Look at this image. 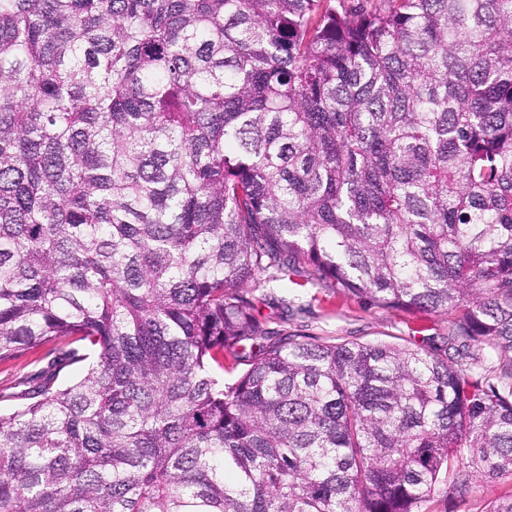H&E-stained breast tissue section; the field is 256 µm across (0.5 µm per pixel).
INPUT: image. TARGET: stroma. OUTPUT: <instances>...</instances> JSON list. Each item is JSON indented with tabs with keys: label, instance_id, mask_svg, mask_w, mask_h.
I'll return each mask as SVG.
<instances>
[{
	"label": "stroma",
	"instance_id": "35a3bbf8",
	"mask_svg": "<svg viewBox=\"0 0 512 512\" xmlns=\"http://www.w3.org/2000/svg\"><path fill=\"white\" fill-rule=\"evenodd\" d=\"M257 315L284 334L319 342H387L444 353V339L455 316L431 310L404 311L381 307L320 284L270 282L255 293ZM45 348H35L0 362V411L15 408L8 395L26 378L46 368ZM512 496V474L493 479L470 477L465 486L441 479L423 512H487L491 503Z\"/></svg>",
	"mask_w": 512,
	"mask_h": 512
}]
</instances>
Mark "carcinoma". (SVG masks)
<instances>
[{"label": "carcinoma", "mask_w": 512, "mask_h": 512, "mask_svg": "<svg viewBox=\"0 0 512 512\" xmlns=\"http://www.w3.org/2000/svg\"><path fill=\"white\" fill-rule=\"evenodd\" d=\"M383 2L0 0V361L50 356L0 512H421L463 449L512 473V0ZM261 272L453 311L461 360L284 336Z\"/></svg>", "instance_id": "1"}]
</instances>
